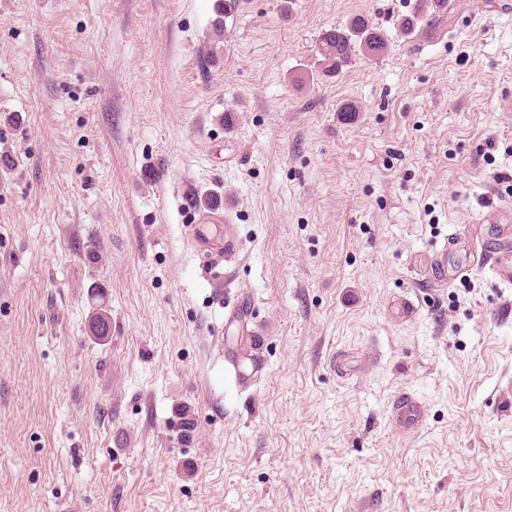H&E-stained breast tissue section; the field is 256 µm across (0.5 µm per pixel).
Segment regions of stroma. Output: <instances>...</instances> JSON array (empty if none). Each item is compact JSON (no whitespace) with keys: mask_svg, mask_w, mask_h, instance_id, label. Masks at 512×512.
I'll return each mask as SVG.
<instances>
[{"mask_svg":"<svg viewBox=\"0 0 512 512\" xmlns=\"http://www.w3.org/2000/svg\"><path fill=\"white\" fill-rule=\"evenodd\" d=\"M214 3L0 0V512H512V283L476 260L512 241V0L427 36L419 0H239L220 36ZM356 16L387 53L326 72ZM186 236L195 249L197 256L202 259L201 265L208 268L212 274L219 273L216 271L219 263L214 261L222 257V254L224 255L222 249L226 250V252L233 251L237 246L236 239L233 235L227 237L223 247L214 244L206 235L201 224H191L187 226ZM105 292L98 287L91 293L92 314L89 319L88 329L96 341L105 342L111 335V314L104 304ZM233 349L234 345L225 346L224 344V362L233 371L236 385L241 389L248 388L257 378L265 373V363L259 356L251 353L256 362H249L247 365L241 366L233 360ZM397 412L402 426L407 430L417 427L422 419L419 404L409 397L398 401Z\"/></svg>","mask_w":512,"mask_h":512,"instance_id":"1","label":"stroma"}]
</instances>
